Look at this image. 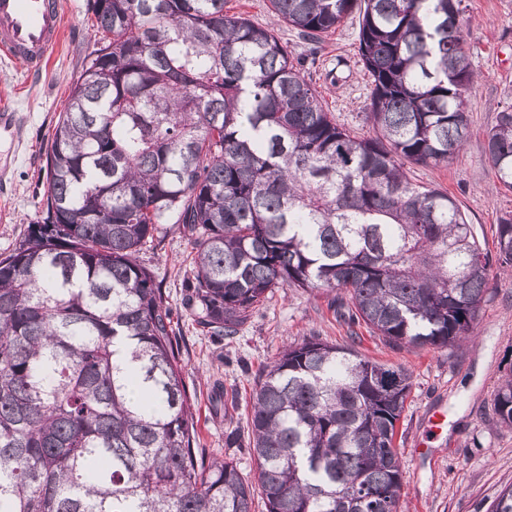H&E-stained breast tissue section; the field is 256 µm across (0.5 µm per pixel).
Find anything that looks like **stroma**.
<instances>
[{"label": "stroma", "mask_w": 512, "mask_h": 512, "mask_svg": "<svg viewBox=\"0 0 512 512\" xmlns=\"http://www.w3.org/2000/svg\"><path fill=\"white\" fill-rule=\"evenodd\" d=\"M65 34L41 78L27 80L18 63L0 62V104L19 120L0 135V256L9 254L36 221L47 190L45 147L73 82L94 48L87 0H61ZM230 12L255 25L274 28L300 57L320 100L337 123L357 135H371L363 116L371 80L358 55L357 15L347 17L320 43L275 24L267 0H228ZM465 47L476 79L468 92L469 132L448 164L406 167L419 185H433L455 198L478 239L492 244L496 226L512 212V190L495 178L484 154L498 110L512 104V0H463ZM192 256L181 225H165L161 238L139 259L155 273L177 320L179 358L191 398L205 460L233 458L254 476L249 422L252 390L263 366L289 344L316 337L381 363L403 366L412 390L397 425L403 487L398 512H487L498 493L512 485V427L497 424L493 397L512 367V277L492 267L486 299L473 325V340L457 347L388 346L366 326L348 328L336 317L330 295L277 288L233 336H213L199 326L185 304ZM447 411L441 431L429 432L424 415ZM234 444H227V436Z\"/></svg>", "instance_id": "obj_1"}]
</instances>
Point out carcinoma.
<instances>
[{
  "label": "carcinoma",
  "instance_id": "carcinoma-1",
  "mask_svg": "<svg viewBox=\"0 0 512 512\" xmlns=\"http://www.w3.org/2000/svg\"><path fill=\"white\" fill-rule=\"evenodd\" d=\"M268 2L311 43L358 12L373 136L338 124L275 30L227 0H87L98 48L48 140L42 216L0 257V512H252L257 494L266 512H397L407 369L291 344L253 390L255 479L206 463L172 308L138 260L183 225L192 313L215 336L274 288L331 293L393 347L471 335L488 251L404 169L466 142L462 0ZM486 153L512 189L511 105ZM494 245L511 269V213ZM494 413L512 426V368ZM489 512H512V486Z\"/></svg>",
  "mask_w": 512,
  "mask_h": 512
}]
</instances>
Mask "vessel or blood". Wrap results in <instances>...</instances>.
<instances>
[{"label": "vessel or blood", "mask_w": 512, "mask_h": 512, "mask_svg": "<svg viewBox=\"0 0 512 512\" xmlns=\"http://www.w3.org/2000/svg\"><path fill=\"white\" fill-rule=\"evenodd\" d=\"M62 28L61 0H0V56L23 61L29 79L42 76Z\"/></svg>", "instance_id": "obj_1"}]
</instances>
